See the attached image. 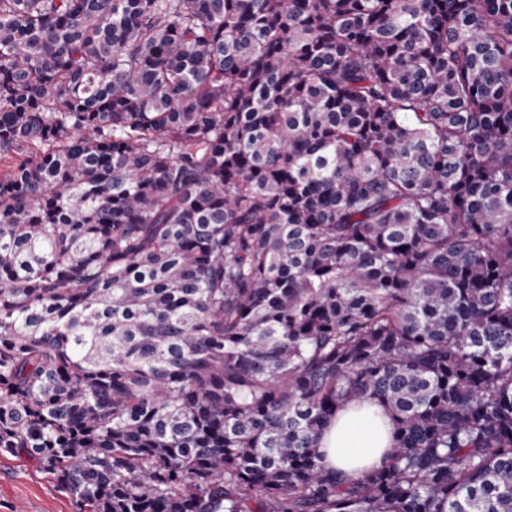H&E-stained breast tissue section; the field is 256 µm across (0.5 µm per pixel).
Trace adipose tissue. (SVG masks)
Masks as SVG:
<instances>
[{
	"label": "adipose tissue",
	"mask_w": 512,
	"mask_h": 512,
	"mask_svg": "<svg viewBox=\"0 0 512 512\" xmlns=\"http://www.w3.org/2000/svg\"><path fill=\"white\" fill-rule=\"evenodd\" d=\"M391 446L390 421L380 405L370 402L338 411L320 439L325 466L348 474L380 466Z\"/></svg>",
	"instance_id": "obj_1"
}]
</instances>
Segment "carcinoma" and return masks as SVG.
<instances>
[{
  "label": "carcinoma",
  "mask_w": 512,
  "mask_h": 512,
  "mask_svg": "<svg viewBox=\"0 0 512 512\" xmlns=\"http://www.w3.org/2000/svg\"><path fill=\"white\" fill-rule=\"evenodd\" d=\"M0 162V453L79 512H512V0H0ZM391 432L389 418L377 403L346 406L323 430L319 444L323 462L347 474L378 467L392 448Z\"/></svg>",
  "instance_id": "1"
}]
</instances>
